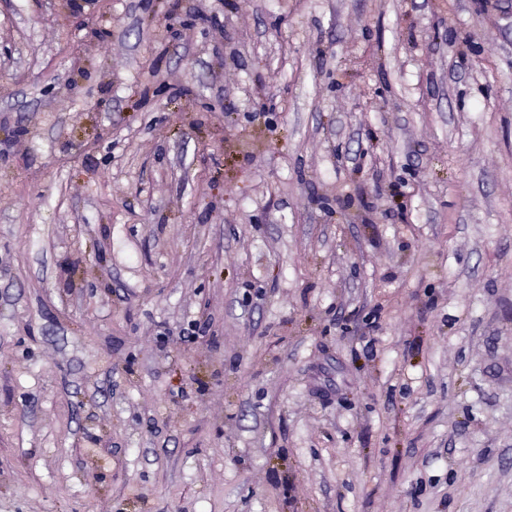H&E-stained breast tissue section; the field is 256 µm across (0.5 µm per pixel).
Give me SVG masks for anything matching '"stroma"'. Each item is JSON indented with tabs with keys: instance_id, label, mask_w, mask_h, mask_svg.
I'll use <instances>...</instances> for the list:
<instances>
[{
	"instance_id": "35a3bbf8",
	"label": "stroma",
	"mask_w": 512,
	"mask_h": 512,
	"mask_svg": "<svg viewBox=\"0 0 512 512\" xmlns=\"http://www.w3.org/2000/svg\"><path fill=\"white\" fill-rule=\"evenodd\" d=\"M0 512H512V0H0Z\"/></svg>"
}]
</instances>
